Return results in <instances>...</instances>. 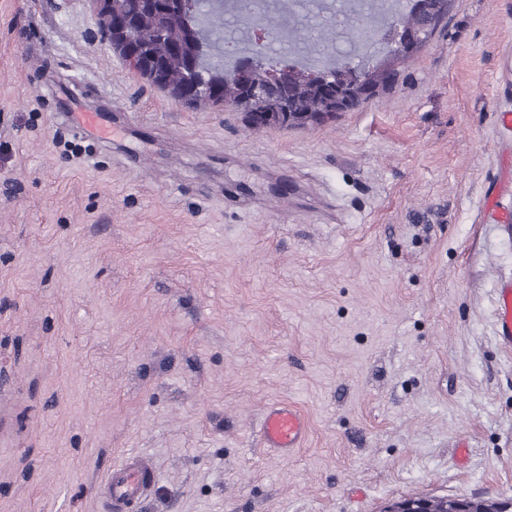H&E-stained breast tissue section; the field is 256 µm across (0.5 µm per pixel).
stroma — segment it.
<instances>
[{
    "instance_id": "obj_1",
    "label": "stroma",
    "mask_w": 512,
    "mask_h": 512,
    "mask_svg": "<svg viewBox=\"0 0 512 512\" xmlns=\"http://www.w3.org/2000/svg\"><path fill=\"white\" fill-rule=\"evenodd\" d=\"M507 111L512 0H452L393 89L261 130L130 71L91 0H0V512H105L130 451L141 512L512 498ZM276 399L311 422L285 464ZM497 322L502 346L512 348V286L498 290ZM310 432L309 418L293 402H266L259 410L258 448L279 462L292 461L306 447ZM159 483L152 460L130 452L112 465L96 489L106 512H132L158 491Z\"/></svg>"
}]
</instances>
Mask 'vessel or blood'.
<instances>
[{
  "instance_id": "vessel-or-blood-1",
  "label": "vessel or blood",
  "mask_w": 512,
  "mask_h": 512,
  "mask_svg": "<svg viewBox=\"0 0 512 512\" xmlns=\"http://www.w3.org/2000/svg\"><path fill=\"white\" fill-rule=\"evenodd\" d=\"M497 322L502 346L512 348V286L498 291ZM310 432L309 418L293 402L272 401L259 410L258 446L279 462L292 461L306 447ZM159 483L152 460L130 452L106 473L97 494L105 503L106 512H134L158 491Z\"/></svg>"
}]
</instances>
